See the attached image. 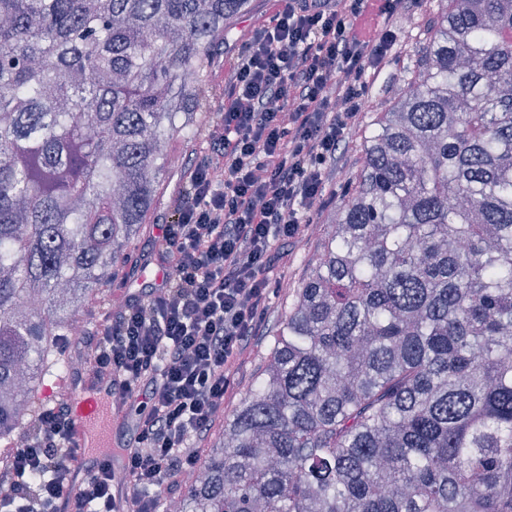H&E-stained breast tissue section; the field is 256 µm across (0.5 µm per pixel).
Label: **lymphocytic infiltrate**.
Returning a JSON list of instances; mask_svg holds the SVG:
<instances>
[{"label": "lymphocytic infiltrate", "instance_id": "f902f5d3", "mask_svg": "<svg viewBox=\"0 0 512 512\" xmlns=\"http://www.w3.org/2000/svg\"><path fill=\"white\" fill-rule=\"evenodd\" d=\"M420 0H286L224 73L220 122L189 169L154 249L160 286L104 312L90 375L134 408L123 480L97 463L72 479L74 416L41 408L23 446L0 459V512H158L224 410L253 339L269 323L282 250L346 188L342 157L372 85L401 50Z\"/></svg>", "mask_w": 512, "mask_h": 512}]
</instances>
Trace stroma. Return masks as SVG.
Returning <instances> with one entry per match:
<instances>
[{"instance_id":"obj_1","label":"stroma","mask_w":512,"mask_h":512,"mask_svg":"<svg viewBox=\"0 0 512 512\" xmlns=\"http://www.w3.org/2000/svg\"><path fill=\"white\" fill-rule=\"evenodd\" d=\"M436 0H421V6L414 18L402 25L404 47L385 79L379 80L378 88L383 91V101H390L403 90L406 68L422 44L428 24L435 16ZM275 10L273 0H250L246 12L237 17L229 37L221 41L212 60V66L205 77L200 101L199 129L195 140L185 142L179 139L170 141L169 149L180 157L181 164L169 168L162 177L163 191L154 203L148 224L127 250V258L120 263L119 270L109 285L113 304H120L127 292L136 285L152 283L156 274L161 273L163 264L158 255L153 254L152 244L158 225L167 223L171 217V204L174 197L185 187L187 169L192 161L208 149V133L216 124L218 116L215 101L224 85V66L234 59L244 43L251 37L258 24L269 19ZM320 251V238L311 235L304 242L291 247L286 263L277 267L276 273L284 287L272 300L273 320H280L293 297L294 289L299 288L307 278ZM273 346L272 333L256 337L251 345L246 369L224 401L225 414H232L245 397L252 379L259 373L270 349Z\"/></svg>"}]
</instances>
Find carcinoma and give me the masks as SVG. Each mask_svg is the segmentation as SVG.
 <instances>
[{
	"label": "carcinoma",
	"instance_id": "carcinoma-1",
	"mask_svg": "<svg viewBox=\"0 0 512 512\" xmlns=\"http://www.w3.org/2000/svg\"><path fill=\"white\" fill-rule=\"evenodd\" d=\"M444 3L183 512H512V0ZM247 6L0 0V440Z\"/></svg>",
	"mask_w": 512,
	"mask_h": 512
}]
</instances>
